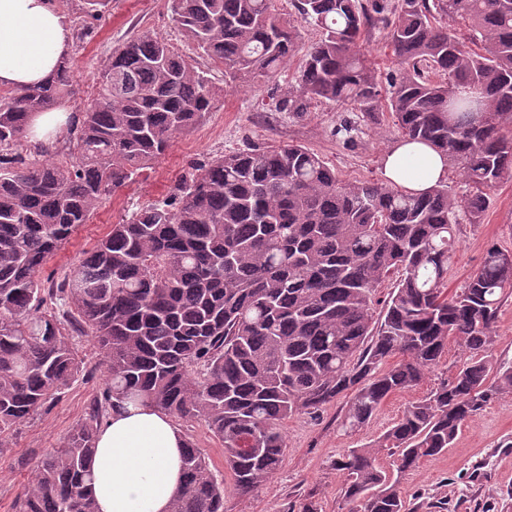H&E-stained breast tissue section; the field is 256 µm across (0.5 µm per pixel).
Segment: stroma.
<instances>
[{"label":"stroma","instance_id":"35a3bbf8","mask_svg":"<svg viewBox=\"0 0 512 512\" xmlns=\"http://www.w3.org/2000/svg\"><path fill=\"white\" fill-rule=\"evenodd\" d=\"M275 8L284 20L296 24L298 38L294 52L276 74L261 80L226 76L223 66L211 63L188 40L168 0H109L101 14L89 17L91 35L73 41L69 55L77 91L66 103L70 112H82L96 96L101 71L113 51L144 31L191 57L206 73L216 100L199 125L173 137L160 158L107 197L69 243L41 266L38 277L45 286L60 283L83 251L105 237L113 224L162 199L193 164L216 156L298 144L322 156L343 180H382L383 156L401 138L389 116L376 123L361 122L356 141L346 144L336 137L335 129L350 117L349 106L315 102L299 118L275 111V102L294 90L304 54L319 37L314 27L298 22L290 0H275ZM488 198L482 223L472 224L464 217L459 220L448 271L449 290L462 288L479 269L489 244L512 250V180L493 188ZM73 343L91 375L71 382L50 409L9 432V446L0 450V512H13L16 496L34 479L38 461L62 445L104 384L106 362L97 344L87 336L74 337ZM464 358L462 346L449 342L440 365L417 388L389 397L357 429L341 426L346 408L342 398L319 414L288 418L282 424L287 448L279 469L250 493L236 490L224 466L221 441L201 422L179 418L175 424L185 439L200 449L214 474L223 478L224 512H299L302 499L310 496L317 501L318 512H348L341 493L345 474L337 469V459L348 449L372 445L378 463L387 471H395L396 449L377 447L378 438L398 422L410 403L452 376ZM510 442L512 391L490 401L459 430L444 452L421 459L401 473L400 495L413 512H512V453L503 450Z\"/></svg>","mask_w":512,"mask_h":512}]
</instances>
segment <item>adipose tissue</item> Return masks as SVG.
I'll return each mask as SVG.
<instances>
[{
	"label": "adipose tissue",
	"instance_id": "obj_1",
	"mask_svg": "<svg viewBox=\"0 0 512 512\" xmlns=\"http://www.w3.org/2000/svg\"><path fill=\"white\" fill-rule=\"evenodd\" d=\"M72 47L71 29L50 0H0V88L48 80ZM390 183L421 193L448 174L445 156L400 142L384 160ZM185 440L169 416L137 404L113 412L100 429L92 469L98 512H169L183 483Z\"/></svg>",
	"mask_w": 512,
	"mask_h": 512
}]
</instances>
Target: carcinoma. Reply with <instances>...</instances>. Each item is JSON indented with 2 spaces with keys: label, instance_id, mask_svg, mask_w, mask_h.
<instances>
[{
  "label": "carcinoma",
  "instance_id": "1",
  "mask_svg": "<svg viewBox=\"0 0 512 512\" xmlns=\"http://www.w3.org/2000/svg\"><path fill=\"white\" fill-rule=\"evenodd\" d=\"M291 4L320 36L276 111L299 116L329 101L371 120L386 110L406 140L448 156L468 193L345 181L297 144L223 154L112 225L46 290L39 268L195 127L215 92L189 57L142 32L112 53L97 97L72 117L61 159L29 163L17 147L34 117L73 97L70 66L38 86L1 90L0 449L7 431L83 372L71 336L92 337L107 362L102 391L40 461L16 512H97V433L127 403L203 422L224 445L235 488L249 493L282 462L285 420L348 394L342 426L358 428L418 386L450 339L464 346V362L375 444L398 449L397 472L440 454L512 389V364L491 360L512 251L490 244L479 270L448 292L456 213L481 223L488 191L512 180V0ZM171 9L234 78L271 77L298 37L273 0H171ZM380 27L396 69L385 97L362 51ZM387 280L393 291L376 320L374 296ZM337 465L349 512H407L398 478L371 450L351 448ZM183 467L170 512H224V481L189 443Z\"/></svg>",
  "mask_w": 512,
  "mask_h": 512
}]
</instances>
